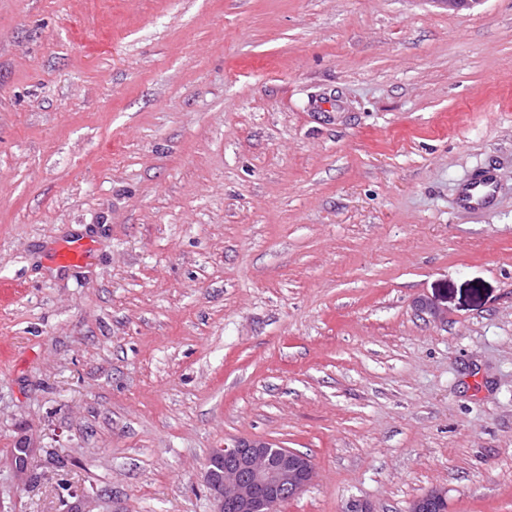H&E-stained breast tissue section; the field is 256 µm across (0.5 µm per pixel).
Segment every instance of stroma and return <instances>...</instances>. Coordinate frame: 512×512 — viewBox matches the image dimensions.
<instances>
[{
	"label": "stroma",
	"instance_id": "35a3bbf8",
	"mask_svg": "<svg viewBox=\"0 0 512 512\" xmlns=\"http://www.w3.org/2000/svg\"><path fill=\"white\" fill-rule=\"evenodd\" d=\"M252 439L277 512H512V0H0V512ZM495 180L492 177L479 176L474 179L467 189L466 199L473 207L483 206L492 195ZM90 249V243L73 241L61 246L54 254L53 260L63 266H76L86 259Z\"/></svg>",
	"mask_w": 512,
	"mask_h": 512
}]
</instances>
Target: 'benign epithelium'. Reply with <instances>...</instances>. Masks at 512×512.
Masks as SVG:
<instances>
[{
	"label": "benign epithelium",
	"instance_id": "1",
	"mask_svg": "<svg viewBox=\"0 0 512 512\" xmlns=\"http://www.w3.org/2000/svg\"><path fill=\"white\" fill-rule=\"evenodd\" d=\"M305 454L263 440H237L212 450L204 473L213 512H270L283 498L299 495L314 478ZM447 489L434 488L411 512H433Z\"/></svg>",
	"mask_w": 512,
	"mask_h": 512
}]
</instances>
